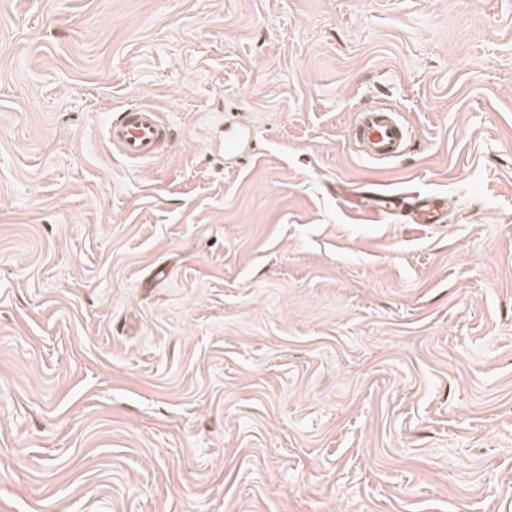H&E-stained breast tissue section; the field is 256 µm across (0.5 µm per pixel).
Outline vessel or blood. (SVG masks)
Returning <instances> with one entry per match:
<instances>
[{
  "label": "vessel or blood",
  "instance_id": "vessel-or-blood-1",
  "mask_svg": "<svg viewBox=\"0 0 512 512\" xmlns=\"http://www.w3.org/2000/svg\"><path fill=\"white\" fill-rule=\"evenodd\" d=\"M414 135L401 114L381 106L363 107L357 114L354 140L363 148L367 160H396L403 156ZM179 133L172 121L161 112L136 105L112 113L102 131L103 143L125 166H141L161 157L177 140ZM254 128L231 123H216L204 139L209 154L232 159L243 154L249 141L255 139ZM352 208L375 218L399 217L405 224H440L448 214L442 196L420 191L387 193L371 188L354 192L349 200Z\"/></svg>",
  "mask_w": 512,
  "mask_h": 512
}]
</instances>
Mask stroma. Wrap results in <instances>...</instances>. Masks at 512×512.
I'll use <instances>...</instances> for the list:
<instances>
[{
  "label": "stroma",
  "mask_w": 512,
  "mask_h": 512,
  "mask_svg": "<svg viewBox=\"0 0 512 512\" xmlns=\"http://www.w3.org/2000/svg\"><path fill=\"white\" fill-rule=\"evenodd\" d=\"M0 512H512V0H0ZM179 132L162 113L136 105L113 112L102 131L103 143L127 167L156 161L178 139ZM413 136V129L398 111L374 105L364 106L358 112L353 129L354 140L371 162L400 158ZM227 119L230 127L223 121L214 123L209 128V133L204 138V148L210 155L218 153L227 159L236 158L243 154L249 140H256V131L250 126L240 125ZM219 133V134H218ZM351 208L373 218L399 217L402 224H441L448 218L443 197L436 193L404 191L381 192L375 188L357 191L349 199Z\"/></svg>",
  "instance_id": "obj_1"
}]
</instances>
